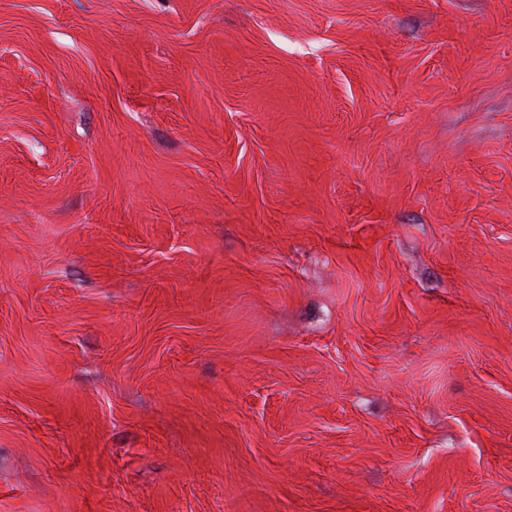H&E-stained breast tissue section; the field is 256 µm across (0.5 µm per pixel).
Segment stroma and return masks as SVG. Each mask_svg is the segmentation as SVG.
Segmentation results:
<instances>
[{"instance_id": "35a3bbf8", "label": "stroma", "mask_w": 512, "mask_h": 512, "mask_svg": "<svg viewBox=\"0 0 512 512\" xmlns=\"http://www.w3.org/2000/svg\"><path fill=\"white\" fill-rule=\"evenodd\" d=\"M0 512H512V0H0Z\"/></svg>"}]
</instances>
